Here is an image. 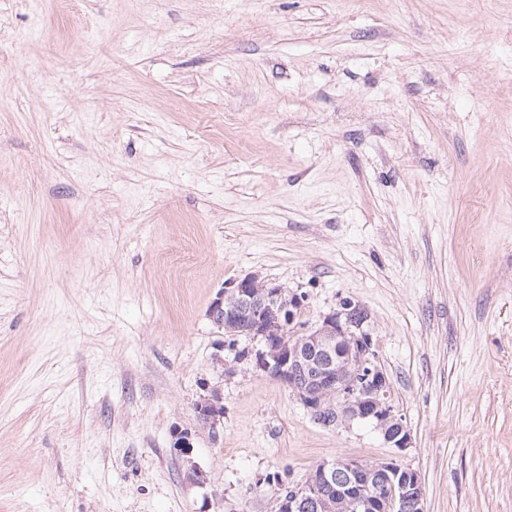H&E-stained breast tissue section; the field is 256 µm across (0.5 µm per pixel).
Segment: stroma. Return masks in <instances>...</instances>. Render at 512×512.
<instances>
[{"instance_id":"obj_1","label":"stroma","mask_w":512,"mask_h":512,"mask_svg":"<svg viewBox=\"0 0 512 512\" xmlns=\"http://www.w3.org/2000/svg\"><path fill=\"white\" fill-rule=\"evenodd\" d=\"M250 274L367 309L409 448L213 324ZM338 458L512 512V0H0V512H276Z\"/></svg>"}]
</instances>
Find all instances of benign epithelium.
<instances>
[{"instance_id":"7a95c632","label":"benign epithelium","mask_w":512,"mask_h":512,"mask_svg":"<svg viewBox=\"0 0 512 512\" xmlns=\"http://www.w3.org/2000/svg\"><path fill=\"white\" fill-rule=\"evenodd\" d=\"M284 290L258 275H248L220 290L208 315L217 326L224 317L248 313L253 332L263 349L259 366L267 369L297 397L312 417L325 426L369 422L392 448L411 445L403 415L390 401L387 379L378 354L365 330L368 312L352 302L323 317L320 323L292 329L291 308L305 296L293 293L281 302ZM288 336L290 341L280 337ZM219 399L196 404L198 419L216 428L221 417ZM352 496L363 512H377L376 490L387 492L389 506L396 512H425V491L418 474L394 461L365 463L336 459L320 463L305 484L289 490L280 512H294L301 503L312 512H326V488Z\"/></svg>"}]
</instances>
